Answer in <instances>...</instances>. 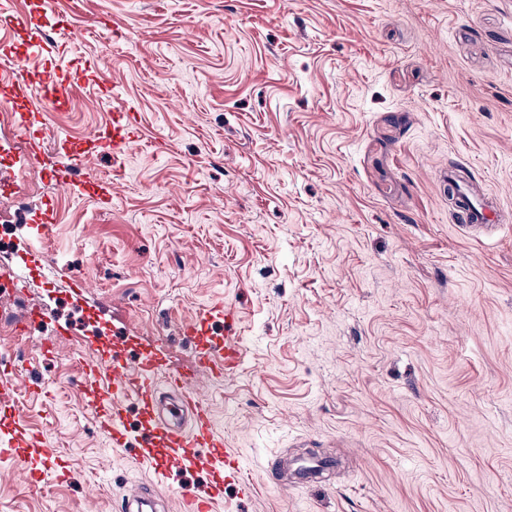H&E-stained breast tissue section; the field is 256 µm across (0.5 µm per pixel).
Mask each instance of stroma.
Segmentation results:
<instances>
[{"instance_id":"stroma-1","label":"stroma","mask_w":512,"mask_h":512,"mask_svg":"<svg viewBox=\"0 0 512 512\" xmlns=\"http://www.w3.org/2000/svg\"><path fill=\"white\" fill-rule=\"evenodd\" d=\"M11 8L27 24L0 26V56L19 58L34 93L47 75L73 85L77 108L46 123L114 193L58 187L56 142L11 132L19 161L0 178L37 177L23 199L56 222L21 229L53 244L26 288L50 317L0 366V381L30 374L0 405V448L23 432L74 478L34 484L0 461V512H123L135 489L181 512L171 487L208 473L157 483L128 401L114 446L82 351L104 337L127 368L149 353L190 370L181 324L213 302L234 309L244 361L197 387L254 491L225 484L212 512H512V0ZM102 74L137 113L118 169L92 138L112 118ZM452 167L495 198L501 226L453 223ZM77 279L89 290L72 292ZM315 456L321 482L279 481Z\"/></svg>"}]
</instances>
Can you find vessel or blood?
Wrapping results in <instances>:
<instances>
[{
    "label": "vessel or blood",
    "mask_w": 512,
    "mask_h": 512,
    "mask_svg": "<svg viewBox=\"0 0 512 512\" xmlns=\"http://www.w3.org/2000/svg\"><path fill=\"white\" fill-rule=\"evenodd\" d=\"M31 83L25 72L17 66L0 65V112H14L15 124L21 132H28L33 123L43 122L47 109L57 111L71 108L74 94L69 83L49 81L44 85L40 102L28 111H14L13 105L20 100H30ZM136 120L134 112H116L112 123L95 131L101 146L109 149L113 161H121L128 153L136 137L131 128ZM449 183L455 184L454 196L456 222L467 229L493 227L499 224V211L487 199L473 197L460 187L457 170H449ZM223 319L225 325H233L234 311L224 303L206 306L200 314L185 321V336L199 343L197 363L189 373H165L150 358H141L135 372L120 366L104 367L94 354L86 356V373L92 377L108 374L111 391L116 395L133 397L141 408L148 424L144 430L146 449L142 457L161 477H168L171 470L207 471L210 482L203 487L180 486L174 493L183 503L186 512H209L213 501L222 494L224 483L238 478L240 465L235 455L224 450L213 426L209 408L196 392L194 383L206 377L220 382L231 377L242 363L241 351L234 342L222 346L201 344L208 323ZM26 478L45 475L63 477L56 449L40 448L36 451L33 468L25 469Z\"/></svg>",
    "instance_id": "obj_1"
}]
</instances>
